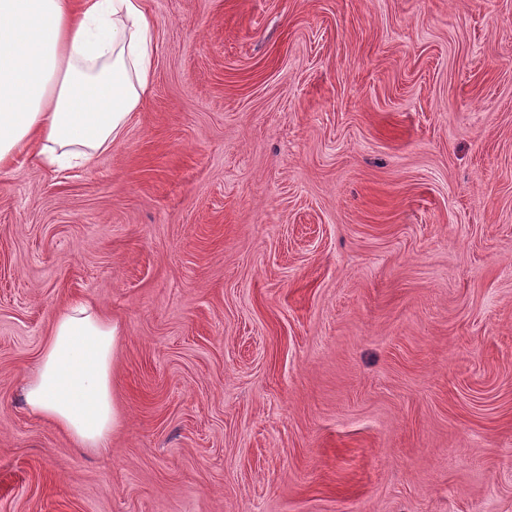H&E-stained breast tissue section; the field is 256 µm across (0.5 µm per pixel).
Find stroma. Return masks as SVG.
<instances>
[{
    "mask_svg": "<svg viewBox=\"0 0 512 512\" xmlns=\"http://www.w3.org/2000/svg\"><path fill=\"white\" fill-rule=\"evenodd\" d=\"M89 165L0 173V512H512V0H143ZM120 322L112 453L21 379Z\"/></svg>",
    "mask_w": 512,
    "mask_h": 512,
    "instance_id": "1",
    "label": "stroma"
}]
</instances>
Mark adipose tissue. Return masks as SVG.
Instances as JSON below:
<instances>
[{"mask_svg": "<svg viewBox=\"0 0 512 512\" xmlns=\"http://www.w3.org/2000/svg\"><path fill=\"white\" fill-rule=\"evenodd\" d=\"M154 48L142 0H0V171L20 154L69 167L123 139L152 87ZM118 322L82 300L56 315L24 380L28 411L77 447L112 453Z\"/></svg>", "mask_w": 512, "mask_h": 512, "instance_id": "ef3b65f1", "label": "adipose tissue"}]
</instances>
